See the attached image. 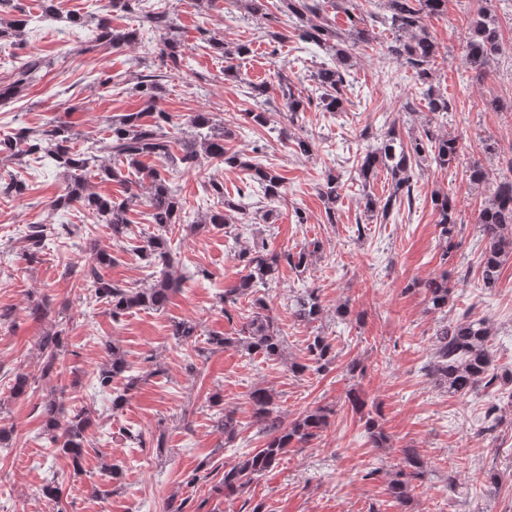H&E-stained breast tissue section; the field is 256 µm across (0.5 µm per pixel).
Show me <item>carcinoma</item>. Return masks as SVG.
Here are the masks:
<instances>
[{
  "instance_id": "carcinoma-1",
  "label": "carcinoma",
  "mask_w": 512,
  "mask_h": 512,
  "mask_svg": "<svg viewBox=\"0 0 512 512\" xmlns=\"http://www.w3.org/2000/svg\"><path fill=\"white\" fill-rule=\"evenodd\" d=\"M145 0H108L107 13L80 16L72 14L66 21L72 26L84 27L91 23L96 29L95 42L100 46L120 48L132 46L139 40L137 28L117 29L112 27L108 13H134L140 11L152 27L158 31L175 29L173 17L166 10L143 11ZM481 6L473 16L466 36V62L479 74L485 73L501 50V33L498 20L484 6L488 0H479ZM283 12L288 15L294 36L303 43L325 47L333 52L334 62L321 67L314 80L318 85V105L325 112H340L346 102L347 74L350 69L351 52L347 43L366 44L375 39L374 32L351 24L348 34L336 26L335 19L328 16L323 0H280ZM446 0H386L387 14L384 25L394 35L387 45L388 54L410 67L420 84L427 86L423 92L428 111L435 115L448 112V96L431 87L432 64L437 48L427 32V20L442 13ZM27 25L23 18L0 17V39L17 38ZM214 53L224 58V80L241 81L240 72L234 61L250 53L249 44L243 42L230 46L222 40L208 39ZM163 60L176 69L184 54L182 43L174 37L163 38L157 47ZM42 58L30 56L12 74L8 83H0V102H6L21 94L34 75L44 68ZM133 92L143 101L144 108L126 112L111 119L107 127L105 145L89 142L81 148L75 146L78 132L66 121H53L40 127L20 126L0 137V161H22L26 156L43 154L49 157L57 169L70 177L63 194L57 196L50 207L65 209L76 204L95 212L106 224L115 246L124 247L131 235L129 218L130 206L138 198L140 184L126 175V172L146 171L148 199L151 212L150 223L157 226V232L141 240L132 248L152 269L153 283L147 288H123L105 278L103 270L111 266L116 257L107 248L93 247L90 261L81 265L79 276L91 292V298L105 305L112 320L133 309L141 307L160 310L166 307L171 296L181 287L180 278L174 276V258L165 232L170 226L182 223V203L177 191L169 181L155 169L145 170L144 159L154 158L161 162H178L189 171L209 159L224 164L230 169L247 172L252 182L258 184L271 207L264 212L265 220L274 218L272 205L283 197L284 178L275 170L253 162L251 157L224 149V137L229 132L215 122L210 112H195L180 125H175L173 116L160 106L167 94V85L155 74H139ZM281 95L288 124H293L298 114L306 110L310 99L295 90L291 80L283 77L277 87ZM112 157V163L104 162L99 152ZM461 151L458 139L439 136L426 129L423 134L404 141L391 131L375 149L368 150L358 161V176L363 182H370L378 166L386 168L392 178V187L383 198L367 194L364 209L368 214H378L386 219L402 204L412 205V177L414 166L429 162L445 169L452 164ZM97 172L104 181L117 182L124 188V197L102 196L88 191L85 174ZM210 189L221 199L224 209L213 211L206 223L221 227L228 224L230 213L244 214V209L232 197L224 195V184L213 180ZM26 190L24 182L9 177L0 178V195L19 197ZM342 184L338 176L328 173L320 187L328 223L336 222V203L340 199ZM433 205L440 227L441 259L448 262L453 257L456 229V205L446 194L434 196ZM479 231L485 240L481 261V279L484 287L496 286L504 262L512 258V178L504 175L492 194L485 201L477 216ZM51 228L45 224H29L23 235L22 257L27 261L38 259L47 246ZM319 249L314 242L297 252L275 253L264 246H253L238 252L237 259L243 263L247 273L238 282L224 289V314L236 306L241 298H252L254 311L235 336L211 334L206 339V350L213 352L230 347H240L251 354H259L267 360L282 358L285 338L282 329L264 299L257 295L259 289L268 287L279 275L281 262L285 261L298 272H305L312 264ZM429 309L444 312L448 308L451 288L448 287V273L425 281ZM319 295L313 289H305L294 300L293 314L301 322L312 323L322 315ZM197 325L189 320L175 321L171 325V336L178 342H186L196 335ZM63 330L46 333L40 338L42 352L38 372L48 377L57 371L60 360ZM307 362H293L290 371L302 376L309 371L324 372L336 361L333 340L318 333L309 338ZM107 361L99 367L98 383L103 389L112 388V382L124 376L127 363L123 354L110 344H105ZM427 374L448 388L451 394L467 395L481 387L487 388L498 380L494 366L491 345V327L483 318L464 316L455 322L442 321L435 333L432 360L426 366ZM253 422L266 434L264 447L224 465V477L216 490L230 498L256 477L272 470L288 449L296 444H308L318 439L330 425L332 409L317 407L296 420L285 424L276 410L274 394L263 387L251 393ZM92 424L89 409L72 411L61 415L58 403L50 400L43 407L42 434L72 464L73 471L80 472L86 453V431ZM216 430L231 440L236 436L239 422L234 412L225 410L215 421ZM365 434L375 448L386 444L387 436L373 416L364 420ZM427 468L413 453L405 458V468L397 471L389 482L388 494L400 506L401 512H410L411 482L425 478Z\"/></svg>"
}]
</instances>
